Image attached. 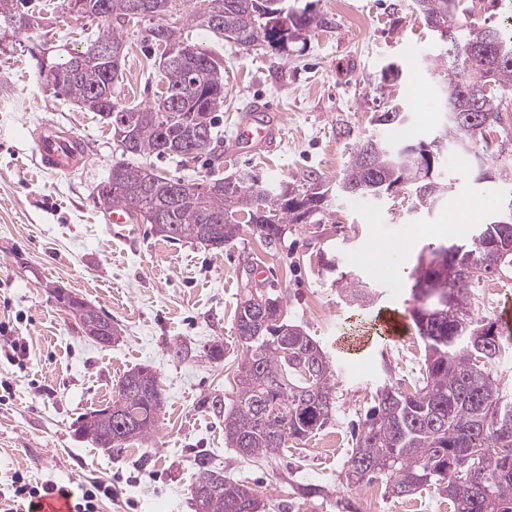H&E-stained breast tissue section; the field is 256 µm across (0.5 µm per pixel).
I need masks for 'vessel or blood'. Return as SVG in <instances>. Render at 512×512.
Listing matches in <instances>:
<instances>
[{
	"label": "vessel or blood",
	"mask_w": 512,
	"mask_h": 512,
	"mask_svg": "<svg viewBox=\"0 0 512 512\" xmlns=\"http://www.w3.org/2000/svg\"><path fill=\"white\" fill-rule=\"evenodd\" d=\"M275 107L254 103L240 115L233 136L238 153L256 154L271 149L277 137ZM34 160L38 168L53 175H66L80 167L85 159L84 145L71 130L48 126L33 135ZM384 340H400L407 332L405 317L396 310L378 318Z\"/></svg>",
	"instance_id": "obj_1"
}]
</instances>
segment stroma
Masks as SVG:
<instances>
[{
	"label": "stroma",
	"instance_id": "stroma-1",
	"mask_svg": "<svg viewBox=\"0 0 512 512\" xmlns=\"http://www.w3.org/2000/svg\"><path fill=\"white\" fill-rule=\"evenodd\" d=\"M327 19L326 26L289 42L286 50L247 51L212 34L187 29L191 44L220 55L228 96L218 114V139L198 158L154 159L162 175L197 183L259 176L270 183L302 181L316 171L327 187L343 176L354 145L366 137L400 143L398 129L376 125L380 102L405 103L416 141H431L445 121L444 80L435 71L440 35L413 0H288ZM38 23L0 42V321L29 347L25 366L0 358V381L13 397L0 404V492L14 473L32 484L75 487L99 479L112 496L101 512H195L196 458L206 454L225 473L248 482L273 512H344L358 487L344 471L351 431L383 386L407 388L419 373L417 333L387 347L347 352L340 338L374 333L375 315L408 311L421 255L443 243L471 239L448 231V213L478 195L484 214L512 197L496 178L500 129L487 146L448 147L439 168L447 191L433 207H418L408 191L380 199L331 196L316 224H291L273 244L243 234L224 250L190 241L169 242L135 219L107 223L97 198L120 148L112 126L81 104L54 97L38 77L37 53L65 60L83 50L102 21L71 16L65 0H32ZM144 24L124 30L126 57L116 96L125 106L154 99L160 59L150 53ZM397 64L402 78L377 92L382 70ZM283 111L280 146L260 155L228 154L240 112L255 100ZM44 122L74 130L87 144L86 163L55 177L37 168L30 132ZM365 282L373 300L362 306L337 291L327 261ZM264 268L263 288L276 289L289 322L318 340L338 375L336 413L306 441L279 457L247 460L224 443V408L233 400L240 353L234 313L249 271ZM61 287L111 318L120 338L103 348L59 307ZM476 316L497 322L512 313V274L474 284ZM222 344L214 360L210 348ZM141 366L156 373L164 404L155 432L123 450L96 447L77 435L76 421L104 407L118 380ZM325 495L305 502L303 484Z\"/></svg>",
	"mask_w": 512,
	"mask_h": 512
}]
</instances>
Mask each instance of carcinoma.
Here are the masks:
<instances>
[{"mask_svg":"<svg viewBox=\"0 0 512 512\" xmlns=\"http://www.w3.org/2000/svg\"><path fill=\"white\" fill-rule=\"evenodd\" d=\"M78 18L99 19L107 28L95 44L112 49L106 62L87 51L70 54L39 71L56 97L82 104L111 121L112 137L122 154L188 158L201 149L188 144L197 120L205 122L206 138L215 137L213 113L224 107V77L206 51L184 61L183 28L157 24L147 41L160 55L161 90L153 103L126 109L117 99L105 109L100 98L114 88L125 61L120 28L131 21L154 19L169 12L175 0H154L147 14L132 11L134 0H83ZM281 0H211L220 13L216 38L248 48L256 43L280 51L326 19L305 7L283 11ZM417 8L427 26L443 22L451 30L457 52L437 55L446 83L445 106L461 119L448 125V140L471 146L503 123V93L512 91V37L492 25L474 28L460 22L470 13L462 0H421ZM35 21L27 0H0V41L15 37ZM399 103L384 106L375 120L381 126L406 122ZM427 144L391 145L365 138L353 151L346 172L336 183L343 196L381 197L389 189L407 190L417 203L432 204L447 184L434 177L418 180V160ZM181 180L146 164L125 160L112 165L99 188V200L120 207L154 225L169 241L197 240L213 250L247 232L273 243L289 224H308L324 213L329 199L319 176H308V189L290 183L269 184L256 176L242 181L211 179L180 187ZM481 234L505 250L499 267L460 279L450 273L429 279L418 273L412 292V322L424 343L420 377L412 388L385 386L376 393L356 436L345 470L346 481L361 487L386 480L393 497L435 489L448 497L452 512H512V401L505 400L491 376L501 355L503 331L472 340L486 326L474 317L470 288L488 274L512 272V227L482 223ZM341 296L365 301L370 292L346 272H337ZM88 337L101 334L112 320L98 311L79 317ZM234 329L241 349L235 399L224 411V442L240 457H278L291 440L304 441L325 427L336 411L337 374L318 341L301 326L288 322L275 290L246 285L237 301ZM163 389L147 367L132 369L116 384L111 401L84 414L76 432L100 448L122 449L129 440H148L163 406ZM192 496L196 512H268L259 508V493L206 456L196 460Z\"/></svg>","mask_w":512,"mask_h":512,"instance_id":"cac0c4a2","label":"carcinoma"}]
</instances>
